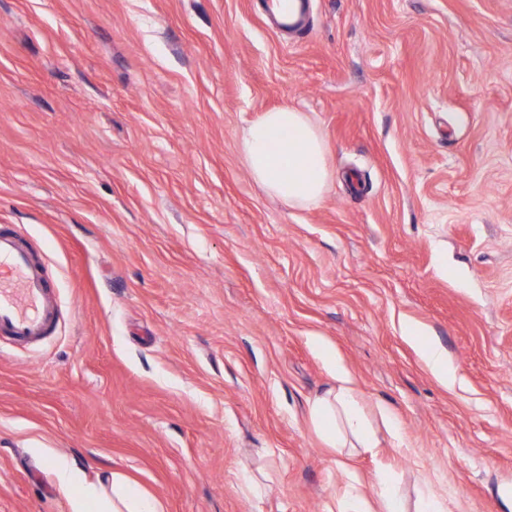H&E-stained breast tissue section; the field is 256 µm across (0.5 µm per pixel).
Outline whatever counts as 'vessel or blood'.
I'll return each instance as SVG.
<instances>
[{"instance_id": "1", "label": "vessel or blood", "mask_w": 512, "mask_h": 512, "mask_svg": "<svg viewBox=\"0 0 512 512\" xmlns=\"http://www.w3.org/2000/svg\"><path fill=\"white\" fill-rule=\"evenodd\" d=\"M57 319V296L33 246L18 230L0 229V335L39 342Z\"/></svg>"}]
</instances>
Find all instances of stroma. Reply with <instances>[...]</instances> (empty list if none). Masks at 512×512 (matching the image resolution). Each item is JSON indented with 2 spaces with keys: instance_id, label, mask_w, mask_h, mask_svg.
<instances>
[{
  "instance_id": "1",
  "label": "stroma",
  "mask_w": 512,
  "mask_h": 512,
  "mask_svg": "<svg viewBox=\"0 0 512 512\" xmlns=\"http://www.w3.org/2000/svg\"><path fill=\"white\" fill-rule=\"evenodd\" d=\"M264 3L0 0V225L60 309L0 339V512H71L56 458L163 512H348L384 477L512 512V0H311L304 34ZM282 106L325 142L318 206L240 153ZM324 344L378 448L311 424ZM410 337L418 343L426 366L442 384L453 386L460 381L455 370L448 363V357L438 345L426 339L421 340L422 336Z\"/></svg>"
}]
</instances>
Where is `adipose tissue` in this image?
Listing matches in <instances>:
<instances>
[{
    "instance_id": "obj_1",
    "label": "adipose tissue",
    "mask_w": 512,
    "mask_h": 512,
    "mask_svg": "<svg viewBox=\"0 0 512 512\" xmlns=\"http://www.w3.org/2000/svg\"><path fill=\"white\" fill-rule=\"evenodd\" d=\"M239 148L253 178L274 196L294 206L322 201L329 177L324 144L302 112L284 107L263 113L246 128ZM326 360L336 384L310 402L312 422L333 447H377L352 375L335 354ZM53 468L59 485L73 493L71 512H162L157 499L120 474L91 480L65 461H54Z\"/></svg>"
}]
</instances>
